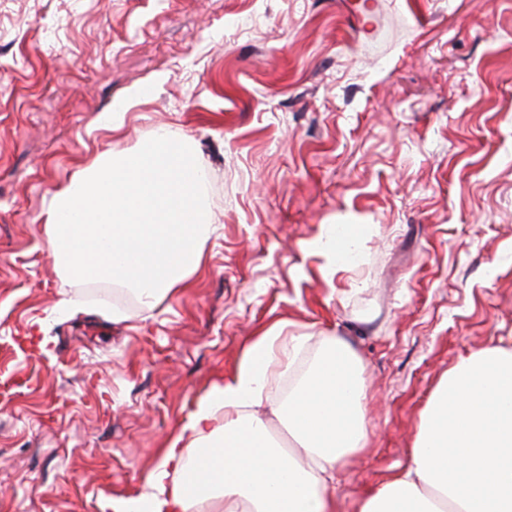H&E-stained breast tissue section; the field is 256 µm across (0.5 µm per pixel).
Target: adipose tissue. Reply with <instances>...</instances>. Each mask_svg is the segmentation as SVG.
Returning a JSON list of instances; mask_svg holds the SVG:
<instances>
[{"instance_id":"ef3b65f1","label":"adipose tissue","mask_w":512,"mask_h":512,"mask_svg":"<svg viewBox=\"0 0 512 512\" xmlns=\"http://www.w3.org/2000/svg\"><path fill=\"white\" fill-rule=\"evenodd\" d=\"M277 330L256 337L227 381L198 401L146 477L114 512H331L336 466L364 437V384L349 346L327 340L277 413L295 443L283 451L254 412L261 405ZM225 414L218 441L204 433ZM201 459V489L186 478ZM359 512H512V351L462 359L435 387L408 465Z\"/></svg>"}]
</instances>
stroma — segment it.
I'll return each mask as SVG.
<instances>
[{"label": "stroma", "instance_id": "obj_1", "mask_svg": "<svg viewBox=\"0 0 512 512\" xmlns=\"http://www.w3.org/2000/svg\"><path fill=\"white\" fill-rule=\"evenodd\" d=\"M165 130L218 231L149 308L68 278L42 224L99 154ZM335 224L363 227L339 266L319 248ZM273 328L303 342L272 364L268 427L326 337L361 361L333 512L406 465L461 358L512 350V0H0V512L143 494Z\"/></svg>", "mask_w": 512, "mask_h": 512}]
</instances>
